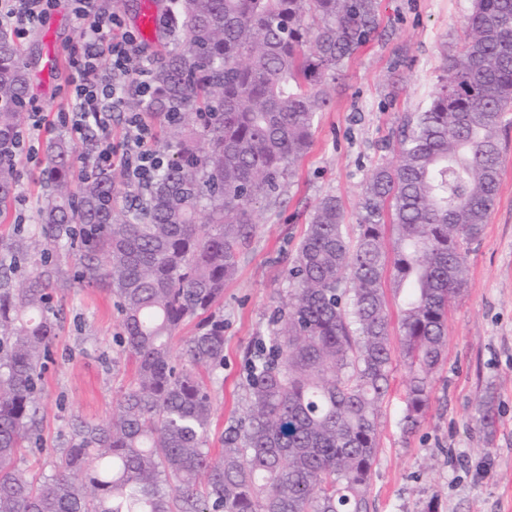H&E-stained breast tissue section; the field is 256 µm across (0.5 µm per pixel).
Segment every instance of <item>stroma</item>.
<instances>
[{
	"mask_svg": "<svg viewBox=\"0 0 512 512\" xmlns=\"http://www.w3.org/2000/svg\"><path fill=\"white\" fill-rule=\"evenodd\" d=\"M470 0H380L382 35L345 63L335 97L318 115L313 144L279 204L255 213L257 231L238 273L224 286V367L213 375L212 425L207 446L219 454L224 429L246 404V356L273 328L289 291V259L309 217L328 195L345 214V232L359 234L358 206L375 167L393 162L386 148L404 114L420 111L460 47ZM79 22L61 0L44 25L22 42L31 77L29 97L43 112L67 105L69 50ZM54 44L52 75L43 64ZM503 171L481 236L467 247L470 288L448 306V344L431 375V399L421 425L403 428L405 372L395 367L381 408L379 448L368 497L370 512H512V124L501 134ZM43 160L18 156V223L36 220ZM43 379L41 439L20 449L26 478L54 473L72 425L104 417L120 398L134 365L119 352L121 316L109 292L69 284ZM493 422L482 427L483 411Z\"/></svg>",
	"mask_w": 512,
	"mask_h": 512,
	"instance_id": "obj_1",
	"label": "stroma"
}]
</instances>
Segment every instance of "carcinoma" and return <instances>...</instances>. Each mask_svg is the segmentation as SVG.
<instances>
[{"label":"carcinoma","instance_id":"obj_1","mask_svg":"<svg viewBox=\"0 0 512 512\" xmlns=\"http://www.w3.org/2000/svg\"><path fill=\"white\" fill-rule=\"evenodd\" d=\"M379 0H169L179 46L152 70L148 111L167 123L164 166L142 188L77 175L47 151L38 224L0 239V512H369L378 420L393 354L404 429L428 409L450 301L471 286L466 246L487 223L512 112V0H472L462 44L426 109L402 118L395 163L377 167L350 241L323 198L289 271L270 336L246 359V410L205 448L224 366V282L308 153L331 81L378 31ZM29 74L0 26V224L13 221L15 145ZM127 194L129 205L118 207ZM393 235L385 242L384 228ZM73 273L48 263L58 247ZM42 265L18 274L17 259ZM350 277L352 288L343 286ZM74 279L116 298L132 380L99 421H78L55 472L28 480L18 449L42 422L40 382L57 336L54 290ZM399 295L398 348L383 284ZM196 322L187 363L171 342Z\"/></svg>","mask_w":512,"mask_h":512}]
</instances>
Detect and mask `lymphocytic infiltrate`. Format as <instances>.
<instances>
[{"instance_id": "f902f5d3", "label": "lymphocytic infiltrate", "mask_w": 512, "mask_h": 512, "mask_svg": "<svg viewBox=\"0 0 512 512\" xmlns=\"http://www.w3.org/2000/svg\"><path fill=\"white\" fill-rule=\"evenodd\" d=\"M73 2L80 22L68 79L73 103L70 111L58 113L57 122L77 138L88 130L98 131L94 169L117 167L130 182L149 183L163 165L153 146L151 113H127L126 140L119 148L112 143V114L127 97L151 98L153 59L138 36L125 29L119 14H98L94 0ZM58 4L59 0H0V26L11 29L16 38H26Z\"/></svg>"}]
</instances>
